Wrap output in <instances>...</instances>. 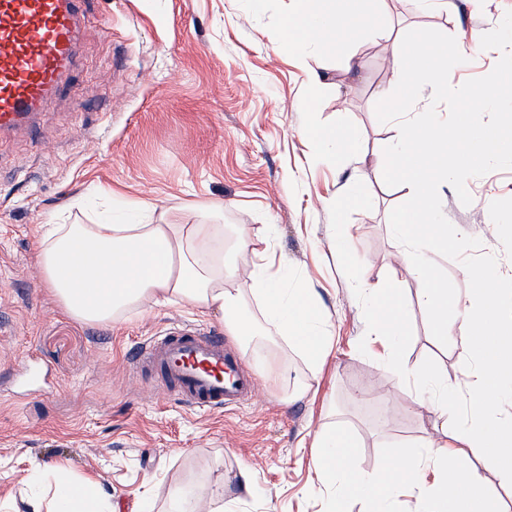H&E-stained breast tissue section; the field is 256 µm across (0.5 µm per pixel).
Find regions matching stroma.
<instances>
[{"mask_svg":"<svg viewBox=\"0 0 512 512\" xmlns=\"http://www.w3.org/2000/svg\"><path fill=\"white\" fill-rule=\"evenodd\" d=\"M291 0H88L79 68L69 93L48 100L33 133L0 141V507L28 512L27 482L62 468L91 479L114 512H164L170 495L210 498L216 488L237 512H330L312 444L322 424L356 436L366 471L392 454H414L436 416L416 390H390L391 373L364 350L366 298L345 285L353 259L372 283L391 282L410 331L412 366L434 365L463 387L471 361L456 324L433 336L418 284L398 266L404 243L391 229L405 206L380 159L395 117L379 92L391 84L389 45L365 32L359 58L314 49L307 63L275 51ZM402 40L434 38L448 58L438 83L417 87L401 109L454 120L465 96L493 94L481 128L512 136V94L490 76L512 54V0H368ZM352 126L357 152L337 164L311 161L310 126ZM368 210L338 217L353 190ZM149 199L170 224H221L269 235L286 284L315 288L336 345L323 370L295 347L274 353L287 384L261 378L249 405L210 415L161 394L131 350L174 323L223 331L220 314L185 302L145 305L110 324L82 322L43 282L39 241L49 219L87 224L96 210L123 218ZM433 206L449 227L472 233L465 248L428 258L458 295L470 273L493 262L512 289V151L494 154L465 181L440 186ZM317 381L314 400H289V384ZM255 484L245 493L242 469Z\"/></svg>","mask_w":512,"mask_h":512,"instance_id":"1","label":"stroma"}]
</instances>
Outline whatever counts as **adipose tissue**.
I'll list each match as a JSON object with an SVG mask.
<instances>
[{
	"mask_svg": "<svg viewBox=\"0 0 512 512\" xmlns=\"http://www.w3.org/2000/svg\"><path fill=\"white\" fill-rule=\"evenodd\" d=\"M369 29L389 45L394 60L393 83L381 90V99L404 101L418 85L434 82L438 70L432 61L442 58V50L431 40L407 43L394 37L368 12L367 0H295L278 48L303 57L314 47L333 45L353 59ZM308 135L317 163L343 159L357 146L348 127H312ZM507 146V140L487 132L481 148L458 155L434 113L396 127L382 169L407 198L393 221L396 235L409 244L399 254L400 263L419 285L418 302L430 315L433 336L444 340L456 322L466 325L461 345L474 362L466 380L471 398L465 411H458L456 388L439 381L435 368L409 365L401 351L407 323L394 285L369 283L348 268L346 283L366 297L371 339L380 343V358L395 385L414 386L418 404L431 407L442 424L439 435L420 437L419 456H390L368 472L353 464L355 441L349 432L322 429L313 443L314 466L321 483L332 487L335 503L355 496L372 512H389L396 490L406 486L422 512H512V416L500 414L502 400L512 394V314L505 312V292L488 269L473 277L466 296H458L424 257L429 247L451 242L462 248L469 240L467 229H448L435 214L438 185ZM155 211L153 202L143 200L135 218L124 223L48 225L40 270L71 316L106 324L148 301H182L218 310L230 335L252 336L257 325L240 316L243 304L252 300L274 330V343L294 346L313 364L326 361L335 345L330 319L304 282L283 287L267 239L239 229L228 233L220 224L161 223L154 220ZM245 261L252 266L247 284L238 275ZM473 453L494 463L498 489H490L470 462ZM29 506L31 512H112L98 485L64 470L53 472L49 489L31 484Z\"/></svg>",
	"mask_w": 512,
	"mask_h": 512,
	"instance_id": "1",
	"label": "adipose tissue"
}]
</instances>
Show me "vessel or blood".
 Instances as JSON below:
<instances>
[{
    "label": "vessel or blood",
    "instance_id": "1",
    "mask_svg": "<svg viewBox=\"0 0 512 512\" xmlns=\"http://www.w3.org/2000/svg\"><path fill=\"white\" fill-rule=\"evenodd\" d=\"M85 0H0V137L30 128L78 68ZM133 356L165 393L200 412L248 404L258 379L217 332L176 325Z\"/></svg>",
    "mask_w": 512,
    "mask_h": 512
}]
</instances>
